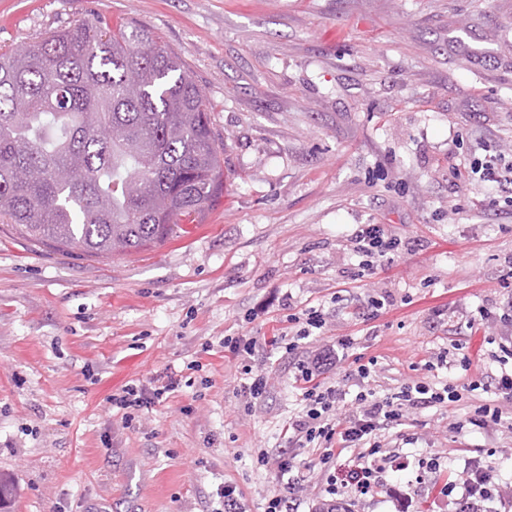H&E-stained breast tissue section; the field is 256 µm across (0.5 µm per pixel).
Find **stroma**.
Here are the masks:
<instances>
[{"label":"stroma","mask_w":512,"mask_h":512,"mask_svg":"<svg viewBox=\"0 0 512 512\" xmlns=\"http://www.w3.org/2000/svg\"><path fill=\"white\" fill-rule=\"evenodd\" d=\"M83 18L149 29L181 55L224 144V193L187 234L101 261L32 249L0 224L8 512H218L228 486L263 512L286 480L257 453L285 452L303 408L287 345L310 342L288 316L310 307L326 319L320 342L351 341L326 381L373 357L378 395L457 387L450 417L409 411L386 451L440 456L458 479L479 458L512 483V403L504 425L454 428L493 400L499 371L484 342L496 330L475 314L512 296V198L470 169L512 156V0H0V51ZM360 224L412 252L353 279ZM381 296L389 306L364 319L358 302ZM228 337L257 340L264 400L242 392ZM443 348L449 367L426 370ZM172 381L132 424L109 402L124 385ZM293 470L307 485L294 512H313L318 453L295 449ZM436 480L388 476L409 512H459Z\"/></svg>","instance_id":"1"}]
</instances>
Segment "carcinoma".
<instances>
[{
	"label": "carcinoma",
	"mask_w": 512,
	"mask_h": 512,
	"mask_svg": "<svg viewBox=\"0 0 512 512\" xmlns=\"http://www.w3.org/2000/svg\"><path fill=\"white\" fill-rule=\"evenodd\" d=\"M223 154L193 74L146 29L80 19L0 52V224L34 247L161 246L223 195Z\"/></svg>",
	"instance_id": "1"
}]
</instances>
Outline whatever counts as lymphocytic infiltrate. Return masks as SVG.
<instances>
[{
	"instance_id": "obj_1",
	"label": "lymphocytic infiltrate",
	"mask_w": 512,
	"mask_h": 512,
	"mask_svg": "<svg viewBox=\"0 0 512 512\" xmlns=\"http://www.w3.org/2000/svg\"><path fill=\"white\" fill-rule=\"evenodd\" d=\"M352 250L359 258L358 274H375L386 264L394 263L409 254L411 247L401 237L389 233L380 224H362L350 239ZM349 340H341L339 347L321 346L308 351L304 359L294 365V378L301 384L305 406L295 420L289 422L291 442L319 452L321 463L329 465L323 498L341 502L346 493L362 495L378 493L387 487V473L417 469L440 473L438 457L390 456L385 454L383 433L405 426L411 409H443L457 402L455 386H435L428 382H407L389 396L377 395L367 388L372 364H359L354 371L361 386L355 396H348L341 384H327L321 377L340 360L339 349L349 348ZM170 386L147 389L143 385L128 384L110 397L112 407L121 409L125 423H132L137 411L151 403L165 401ZM358 449L354 464H346L342 456L348 449ZM467 476L463 483L443 480L438 493L451 497L461 490L464 512H485L488 502L512 499V486H502L493 479L492 467L482 461L465 465Z\"/></svg>"
}]
</instances>
